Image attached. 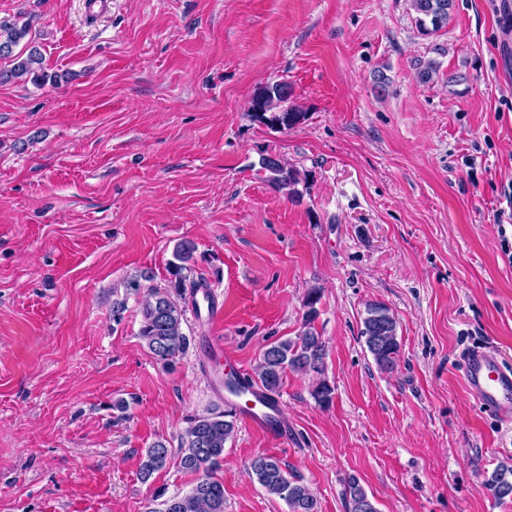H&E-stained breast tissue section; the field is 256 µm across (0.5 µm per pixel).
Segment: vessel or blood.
<instances>
[{"label": "vessel or blood", "instance_id": "1", "mask_svg": "<svg viewBox=\"0 0 512 512\" xmlns=\"http://www.w3.org/2000/svg\"><path fill=\"white\" fill-rule=\"evenodd\" d=\"M465 383L471 394L492 408L501 419L512 420V370L491 350L474 348L465 357ZM244 402L235 408L245 425L275 438H284L280 403L256 384H247Z\"/></svg>", "mask_w": 512, "mask_h": 512}]
</instances>
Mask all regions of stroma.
Segmentation results:
<instances>
[{
    "mask_svg": "<svg viewBox=\"0 0 512 512\" xmlns=\"http://www.w3.org/2000/svg\"><path fill=\"white\" fill-rule=\"evenodd\" d=\"M0 0L26 12L48 80L0 84V512H155L187 492L179 436L225 408V370L253 376L297 336L317 291L330 404L313 376L278 394L288 437L237 425L214 475L224 512H289L249 479L278 458L348 512L357 480L378 512H512L488 494L512 468V421L463 383L492 344L512 368V0H453L422 35L409 0ZM439 62L435 80L419 64ZM285 82L303 119L273 129L251 101ZM300 170L290 200L261 159ZM196 243L192 280L224 305V363L187 310L171 364L112 289L169 278ZM397 319L398 366L360 335L368 304ZM170 458L150 479L155 441ZM169 458V448L163 441L154 442L146 449L145 457L141 462V473L144 478L151 476L154 472L163 469Z\"/></svg>",
    "mask_w": 512,
    "mask_h": 512,
    "instance_id": "obj_1",
    "label": "stroma"
}]
</instances>
